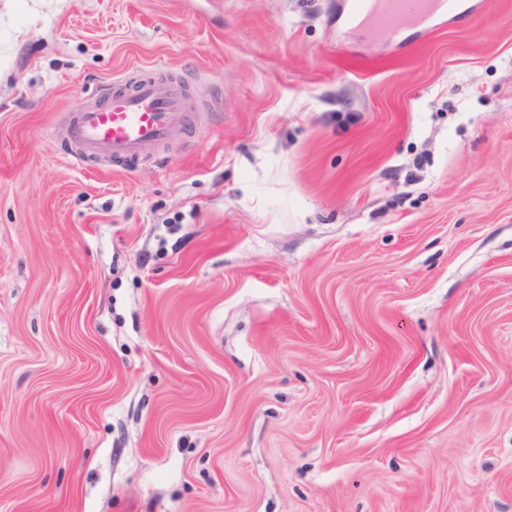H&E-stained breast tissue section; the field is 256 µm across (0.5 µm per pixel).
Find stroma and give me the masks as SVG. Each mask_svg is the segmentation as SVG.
Instances as JSON below:
<instances>
[{"instance_id":"obj_1","label":"stroma","mask_w":512,"mask_h":512,"mask_svg":"<svg viewBox=\"0 0 512 512\" xmlns=\"http://www.w3.org/2000/svg\"><path fill=\"white\" fill-rule=\"evenodd\" d=\"M0 0V512H512V0ZM165 67L146 161L56 131ZM462 1L473 0H347V20L397 37L405 24L417 25L422 31L432 30L437 16L465 20L473 4L462 9Z\"/></svg>"}]
</instances>
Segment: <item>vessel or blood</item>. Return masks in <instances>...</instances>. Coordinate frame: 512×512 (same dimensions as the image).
I'll return each mask as SVG.
<instances>
[{
	"instance_id": "1",
	"label": "vessel or blood",
	"mask_w": 512,
	"mask_h": 512,
	"mask_svg": "<svg viewBox=\"0 0 512 512\" xmlns=\"http://www.w3.org/2000/svg\"><path fill=\"white\" fill-rule=\"evenodd\" d=\"M462 14V0H347L349 23L393 36L407 24L429 31L434 18ZM197 111L188 79L141 75L131 79L129 88L105 87L95 102L74 108L63 135L83 154L115 161L146 157L164 147L174 130L194 123Z\"/></svg>"
}]
</instances>
